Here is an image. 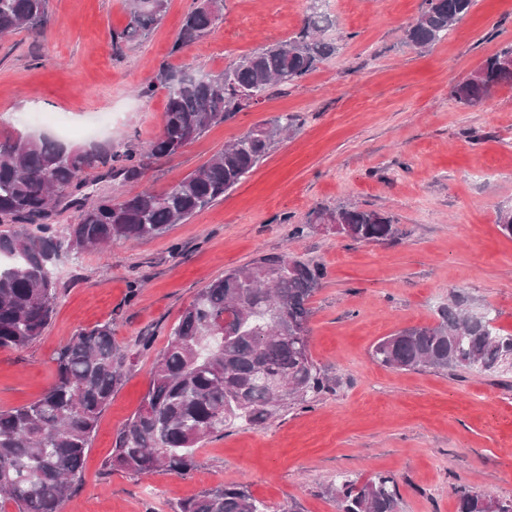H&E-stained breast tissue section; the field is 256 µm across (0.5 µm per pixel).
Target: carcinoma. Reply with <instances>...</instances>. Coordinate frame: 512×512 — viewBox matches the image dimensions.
Wrapping results in <instances>:
<instances>
[{"label": "carcinoma", "instance_id": "carcinoma-1", "mask_svg": "<svg viewBox=\"0 0 512 512\" xmlns=\"http://www.w3.org/2000/svg\"><path fill=\"white\" fill-rule=\"evenodd\" d=\"M309 0L302 29L258 48L218 74L163 67L143 96L166 91L160 136L141 152L67 146L48 136L0 139V348H23L42 335L58 295L57 261L114 239L137 242L161 236L224 198L244 182L269 151L296 125L286 112L255 126L207 164L170 189L131 192L91 204L78 192L83 174L99 167L124 183L141 181L153 164L177 154L209 127L233 119L273 87L293 85L336 52L324 38L333 25ZM475 0H424L405 42L424 51L448 36ZM223 0H195L171 51L206 37L219 20ZM167 11L133 4L126 28L112 47L137 42ZM48 0H0V35L40 32ZM512 44L487 57L448 97L464 106L481 104L492 89L512 85L502 58ZM76 210L74 223H54L61 201ZM337 219L344 236L362 243L392 239L393 220L375 210L344 207L315 213ZM324 278L282 252L233 269L201 289L171 328L167 347L151 371L140 409L119 431L109 470L139 475H184L205 438L235 423L260 426L288 401L306 402L328 388L309 352V303ZM492 318L469 320L464 301L454 299L438 323L412 326L380 339L372 358L393 369L448 368L496 372L512 353V334ZM126 356L115 344L112 324L79 330L54 356L55 381L25 405L0 410V496L17 512H60L75 489L98 419L112 400ZM339 512H399L397 483L379 476L364 483L344 479L335 488ZM179 512H268L243 484L224 485L183 501ZM459 512H512V500L482 492L459 494Z\"/></svg>", "mask_w": 512, "mask_h": 512}]
</instances>
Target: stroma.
<instances>
[{"label": "stroma", "instance_id": "1", "mask_svg": "<svg viewBox=\"0 0 512 512\" xmlns=\"http://www.w3.org/2000/svg\"><path fill=\"white\" fill-rule=\"evenodd\" d=\"M192 0H168L160 24L113 51L127 0H49L44 34L0 40V136L26 135V112H58L66 144L139 149L163 127L165 92L139 95L162 66L219 73L293 36L308 0H224L208 37L171 47ZM336 55L299 83L275 87L211 126L141 182L162 191L249 128L283 112L297 127L223 199L167 233L115 240L58 263V300L42 336L0 349V410L38 399L53 356L81 329L111 323L128 357L62 512H177L184 499L242 483L271 512H338L342 478H395L400 512H457L455 490L512 500V372L397 370L371 358L381 338L436 323L452 296L495 309L512 333V237L497 224L512 204V85L464 107L450 85L512 43V0H476L445 40L420 52L402 41L423 0H328ZM355 204L399 233L359 243L333 231L297 233L314 212ZM288 252L323 267L311 300L309 349L329 379L308 406L266 424L211 436L182 476H135L107 462L138 410L173 324L225 271ZM150 339L142 348L140 339Z\"/></svg>", "mask_w": 512, "mask_h": 512}]
</instances>
